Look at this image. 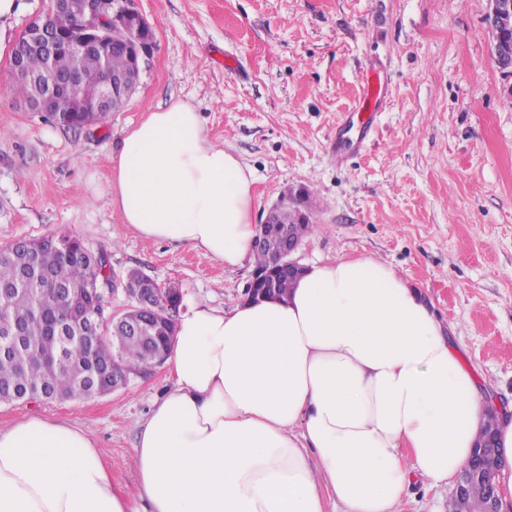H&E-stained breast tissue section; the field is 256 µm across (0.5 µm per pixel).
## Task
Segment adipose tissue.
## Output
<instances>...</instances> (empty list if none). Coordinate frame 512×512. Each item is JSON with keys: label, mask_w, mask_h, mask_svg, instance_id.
Masks as SVG:
<instances>
[{"label": "adipose tissue", "mask_w": 512, "mask_h": 512, "mask_svg": "<svg viewBox=\"0 0 512 512\" xmlns=\"http://www.w3.org/2000/svg\"><path fill=\"white\" fill-rule=\"evenodd\" d=\"M254 180L188 102L145 112L112 155V204L140 237L235 268L254 260ZM454 329L370 256L307 265L287 295L177 318L173 383L138 430L134 496L86 428H0V512H400L412 477L447 485L489 409L502 500L512 411L461 363Z\"/></svg>", "instance_id": "obj_1"}]
</instances>
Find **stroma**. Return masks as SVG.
Returning a JSON list of instances; mask_svg holds the SVG:
<instances>
[{
  "instance_id": "obj_1",
  "label": "stroma",
  "mask_w": 512,
  "mask_h": 512,
  "mask_svg": "<svg viewBox=\"0 0 512 512\" xmlns=\"http://www.w3.org/2000/svg\"><path fill=\"white\" fill-rule=\"evenodd\" d=\"M157 49L122 111L81 133L16 106L0 59V247L60 232L139 269L184 303L229 308L252 267L137 236L112 204V154L128 124L190 102L210 138L250 169L256 218L291 187L311 192L302 264L371 256L420 288L456 325L464 366L512 402V75L492 54L488 0H137ZM375 62L389 104L366 147L329 157L360 70ZM170 380L152 368L103 397L0 405V426L30 413L92 431L112 480L136 489L138 425Z\"/></svg>"
}]
</instances>
